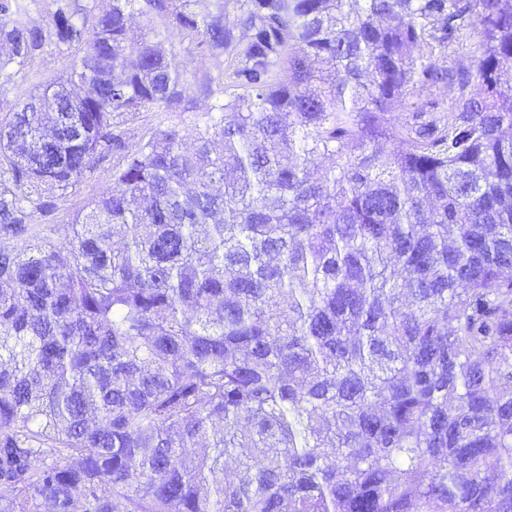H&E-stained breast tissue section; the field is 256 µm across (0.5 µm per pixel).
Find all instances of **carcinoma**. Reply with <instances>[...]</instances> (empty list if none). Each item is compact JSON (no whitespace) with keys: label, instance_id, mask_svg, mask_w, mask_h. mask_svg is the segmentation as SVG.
I'll use <instances>...</instances> for the list:
<instances>
[{"label":"carcinoma","instance_id":"1","mask_svg":"<svg viewBox=\"0 0 512 512\" xmlns=\"http://www.w3.org/2000/svg\"><path fill=\"white\" fill-rule=\"evenodd\" d=\"M40 2L0 77L77 53L0 122V512H512V0ZM112 166L107 162L91 177L87 178L81 186L80 192L71 198L68 202L66 209H61L56 212L54 218L49 221L50 223H42L40 228L43 229L44 235L56 243L63 241L67 233V226L69 223L70 214L75 210L81 208L89 199L98 195L108 183V168Z\"/></svg>","mask_w":512,"mask_h":512}]
</instances>
